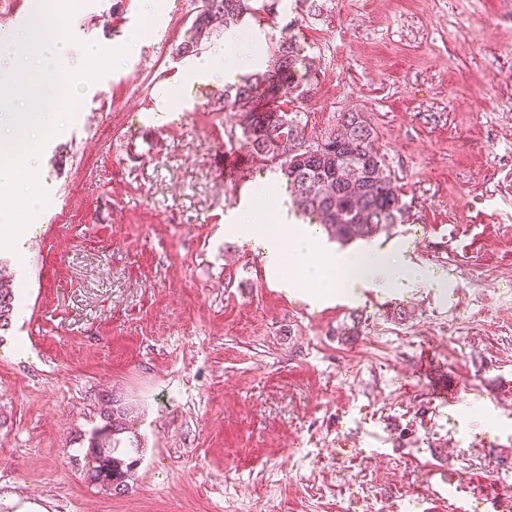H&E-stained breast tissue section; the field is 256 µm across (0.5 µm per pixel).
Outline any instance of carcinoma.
<instances>
[{
	"label": "carcinoma",
	"instance_id": "carcinoma-1",
	"mask_svg": "<svg viewBox=\"0 0 512 512\" xmlns=\"http://www.w3.org/2000/svg\"><path fill=\"white\" fill-rule=\"evenodd\" d=\"M283 2L202 0L191 35L176 54L194 53L214 32L249 20L268 21L273 28ZM294 4L297 18L271 35L265 69L226 85L216 111L232 113L241 130L239 142L251 154L276 164L297 214L341 243L366 239L402 219L401 194L387 174L374 129L363 113H343L337 126L316 140L307 135L297 101L316 94L318 78L307 66L305 47L291 35V26L320 20L328 6L327 0H294ZM260 90L280 98V104L260 108ZM14 300L12 288L0 282V329L10 324ZM103 401L100 423L83 434L82 471L89 483L118 496L131 489L142 455L139 445L127 446L122 438L129 432L133 407L113 395Z\"/></svg>",
	"mask_w": 512,
	"mask_h": 512
}]
</instances>
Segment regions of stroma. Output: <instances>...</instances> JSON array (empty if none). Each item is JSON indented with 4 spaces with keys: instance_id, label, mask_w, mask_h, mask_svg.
Wrapping results in <instances>:
<instances>
[{
    "instance_id": "obj_1",
    "label": "stroma",
    "mask_w": 512,
    "mask_h": 512,
    "mask_svg": "<svg viewBox=\"0 0 512 512\" xmlns=\"http://www.w3.org/2000/svg\"><path fill=\"white\" fill-rule=\"evenodd\" d=\"M200 8L81 0L69 20L74 40L129 52L44 146L47 203L22 245L0 248L15 295L0 496L47 512H512V0H333L294 27L320 80L308 135L365 113L405 206L346 252L400 245L447 279L329 304L279 286L259 245L224 233L258 185L272 191L263 224L288 190L230 145L231 114L210 107L223 84L182 83L176 48ZM165 89L177 101L160 114ZM232 155L249 166L241 189ZM353 315L360 333L341 339ZM426 353L452 403L432 401ZM108 394L138 406L143 459L120 496L73 459Z\"/></svg>"
}]
</instances>
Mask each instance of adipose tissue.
Listing matches in <instances>:
<instances>
[{"mask_svg":"<svg viewBox=\"0 0 512 512\" xmlns=\"http://www.w3.org/2000/svg\"><path fill=\"white\" fill-rule=\"evenodd\" d=\"M253 58L248 38L227 35L224 48L198 56L184 70L188 84L224 80L232 71L250 66ZM262 204L249 207L248 217L225 225V232L261 247V258L276 281L287 287L313 285V296L329 301L336 296L354 295L359 288H393L399 281H417L430 288L443 286L440 273L420 267L405 257L400 247L369 249L348 255L326 245L314 226L284 221L261 235L250 215L261 212Z\"/></svg>","mask_w":512,"mask_h":512,"instance_id":"1","label":"adipose tissue"}]
</instances>
